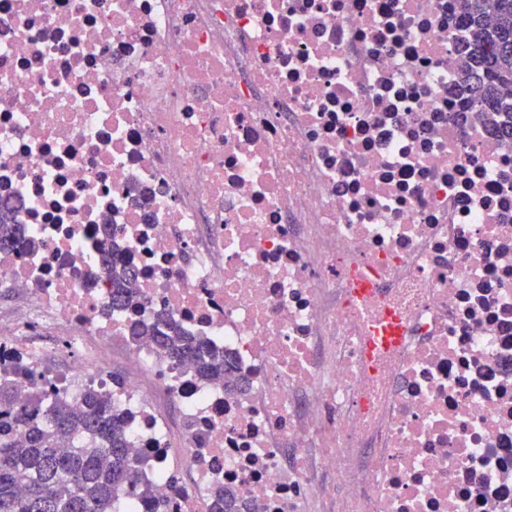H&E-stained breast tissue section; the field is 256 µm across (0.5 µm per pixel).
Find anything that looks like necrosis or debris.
I'll return each instance as SVG.
<instances>
[{
    "mask_svg": "<svg viewBox=\"0 0 512 512\" xmlns=\"http://www.w3.org/2000/svg\"><path fill=\"white\" fill-rule=\"evenodd\" d=\"M470 44L458 0H0V370L110 394L129 512H512V143ZM159 313L246 389L130 339ZM21 205L10 199L0 198V251H7L24 234V226L19 219ZM102 257L103 272L112 283V305L116 307L131 304L135 299V272L130 266L122 265L116 257V246L112 242H104Z\"/></svg>",
    "mask_w": 512,
    "mask_h": 512,
    "instance_id": "4bbe7bcc",
    "label": "necrosis or debris"
}]
</instances>
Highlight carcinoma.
<instances>
[{"label":"carcinoma","instance_id":"1","mask_svg":"<svg viewBox=\"0 0 512 512\" xmlns=\"http://www.w3.org/2000/svg\"><path fill=\"white\" fill-rule=\"evenodd\" d=\"M461 18L473 35V51L459 72L478 116L492 113L512 137V0H460ZM21 205L0 198V251L24 234ZM103 272L112 283V305L135 299V272L121 264L116 246L102 245ZM147 337L169 361L190 363L197 375L236 383L224 350L187 336L159 316L131 329ZM0 376V512H119L124 498L150 496L136 480L137 460L130 452L127 425L119 410H109V396L97 388L72 404L51 397L42 379H34L27 399L18 401L11 376ZM216 512H239L234 490L213 491Z\"/></svg>","mask_w":512,"mask_h":512}]
</instances>
